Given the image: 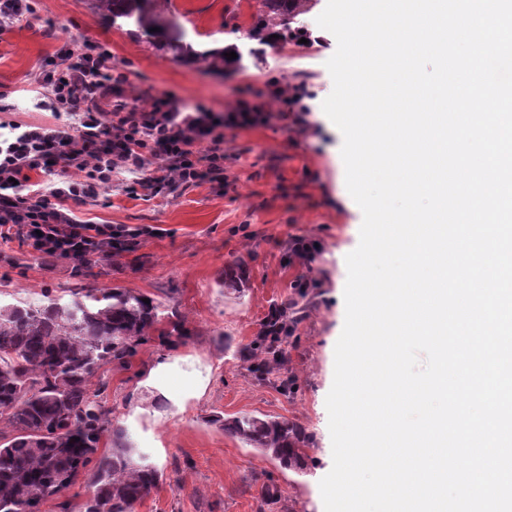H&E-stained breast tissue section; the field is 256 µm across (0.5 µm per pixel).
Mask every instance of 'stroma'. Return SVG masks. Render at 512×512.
Listing matches in <instances>:
<instances>
[{"label": "stroma", "mask_w": 512, "mask_h": 512, "mask_svg": "<svg viewBox=\"0 0 512 512\" xmlns=\"http://www.w3.org/2000/svg\"><path fill=\"white\" fill-rule=\"evenodd\" d=\"M326 2L317 0L307 14L308 43L261 45L248 36L251 0H173L194 49L235 52L220 71L175 59L133 25L100 17L90 0H34L35 16L0 34V102L9 105V119L27 124L52 120L36 104L44 60L85 39L110 48L143 106L166 90L180 106L220 112L241 99L256 102L279 79L312 95L303 134L289 133L287 112L228 131L223 192L203 184L137 197L130 192L135 174L120 170L96 201L74 208L84 220L143 228L136 252L99 262L96 284L177 309L189 331L175 345H143L131 369L102 378L100 400L113 423L162 474L136 512H325L319 482L333 464L326 397L345 322L346 257L359 244L363 220L346 188L342 133L322 109L333 89L326 62L337 49L333 34L316 23ZM239 256L249 263V280L225 287L224 266ZM299 281L308 284L311 303L283 340L287 358L255 376L249 367L265 355L251 343L268 313L293 299ZM73 282L68 262L43 259L18 235L0 239V301L59 296ZM161 363L168 371L149 381ZM199 367L208 378L189 391L186 378ZM243 414L305 426L315 438L306 473L227 435L220 419Z\"/></svg>", "instance_id": "stroma-1"}]
</instances>
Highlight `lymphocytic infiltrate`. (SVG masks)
I'll use <instances>...</instances> for the list:
<instances>
[{
	"instance_id": "lymphocytic-infiltrate-1",
	"label": "lymphocytic infiltrate",
	"mask_w": 512,
	"mask_h": 512,
	"mask_svg": "<svg viewBox=\"0 0 512 512\" xmlns=\"http://www.w3.org/2000/svg\"><path fill=\"white\" fill-rule=\"evenodd\" d=\"M36 83L51 100L53 123L0 120V238L22 234L41 257L73 265L112 247L111 225L79 219L73 207L97 199L117 170L136 173V187L148 196L205 183L220 191L225 129L266 122L277 106L303 128L312 112L300 86L284 81L267 85L263 103L242 101L223 112L203 104L183 110L168 91L141 108L127 101L128 74L92 40L62 46ZM107 87L119 98L108 113L97 105ZM35 173L45 178L37 189Z\"/></svg>"
}]
</instances>
